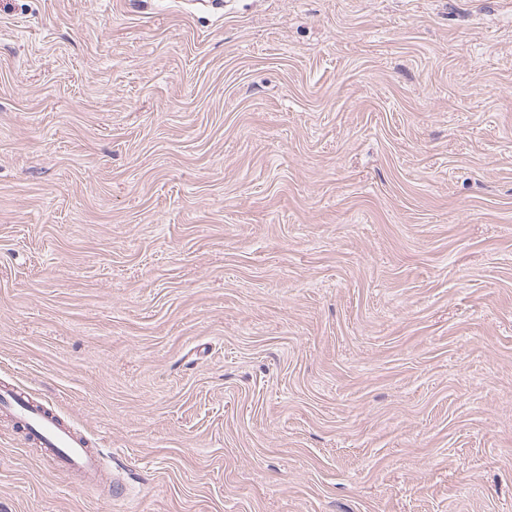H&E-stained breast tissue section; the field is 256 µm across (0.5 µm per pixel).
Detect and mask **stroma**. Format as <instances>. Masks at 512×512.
Returning a JSON list of instances; mask_svg holds the SVG:
<instances>
[{"mask_svg":"<svg viewBox=\"0 0 512 512\" xmlns=\"http://www.w3.org/2000/svg\"><path fill=\"white\" fill-rule=\"evenodd\" d=\"M0 512H512V0H0ZM0 408L24 424L54 470L79 475L86 482L99 478L102 463L98 449L90 448L84 436L65 426L56 415L32 405L23 389H1Z\"/></svg>","mask_w":512,"mask_h":512,"instance_id":"obj_1","label":"stroma"}]
</instances>
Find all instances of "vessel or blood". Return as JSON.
I'll list each match as a JSON object with an SVG mask.
<instances>
[{
  "label": "vessel or blood",
  "instance_id": "1",
  "mask_svg": "<svg viewBox=\"0 0 512 512\" xmlns=\"http://www.w3.org/2000/svg\"><path fill=\"white\" fill-rule=\"evenodd\" d=\"M0 410L8 412L27 429L45 461L56 471L96 481L101 473V456L87 439L65 426L54 414L30 403L21 389L0 390Z\"/></svg>",
  "mask_w": 512,
  "mask_h": 512
}]
</instances>
